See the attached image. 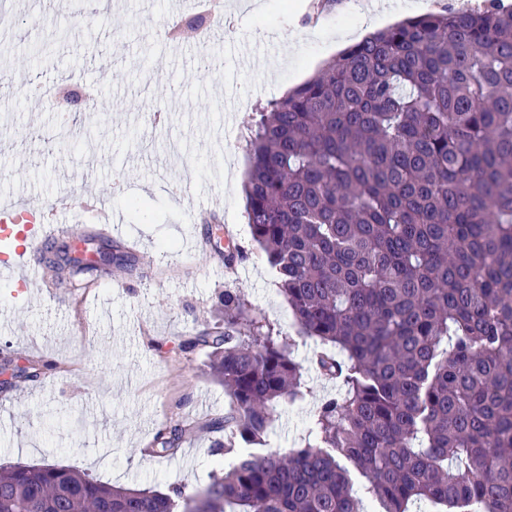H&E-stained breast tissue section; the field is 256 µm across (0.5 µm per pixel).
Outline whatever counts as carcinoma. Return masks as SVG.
<instances>
[{
  "mask_svg": "<svg viewBox=\"0 0 512 512\" xmlns=\"http://www.w3.org/2000/svg\"><path fill=\"white\" fill-rule=\"evenodd\" d=\"M251 241L314 364L343 393L293 450L255 453L278 403L304 396L294 339L238 288L186 340L230 403L204 428L237 453L192 493L0 466V512H512V6L427 12L345 48L258 110L243 183ZM246 258L232 241L220 251ZM49 276L97 266L63 249ZM49 365L0 370L35 382ZM189 429H160L174 454Z\"/></svg>",
  "mask_w": 512,
  "mask_h": 512,
  "instance_id": "cac0c4a2",
  "label": "carcinoma"
}]
</instances>
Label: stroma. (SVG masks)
I'll return each instance as SVG.
<instances>
[{
	"label": "stroma",
	"mask_w": 512,
	"mask_h": 512,
	"mask_svg": "<svg viewBox=\"0 0 512 512\" xmlns=\"http://www.w3.org/2000/svg\"><path fill=\"white\" fill-rule=\"evenodd\" d=\"M226 25L208 0L171 13L168 0H100L97 9L36 16L30 0H8L0 21V199L16 195L41 209L65 201L59 223L78 236L96 227L99 207L122 215L111 240L136 259L133 272L103 270L96 287L18 288L0 284V359L40 360L39 382L0 386V465L66 468L116 486L186 491L210 481L215 439L204 427L229 398L208 372L205 350L182 340L211 321L219 293L242 289L269 321L295 337L293 355L310 392L276 407L270 449L297 447L335 382L314 369L312 339L299 335L259 249L226 269L204 239L199 204L219 203L229 234L250 243L242 183L246 137L260 104L284 97L337 55L358 0H220ZM250 56L225 112L221 71L202 57ZM82 103L61 131L67 93ZM167 113L156 123L145 108ZM191 181L193 197L172 184ZM143 203L131 212L130 199ZM191 431L175 455L150 449L175 421Z\"/></svg>",
	"instance_id": "35a3bbf8"
}]
</instances>
